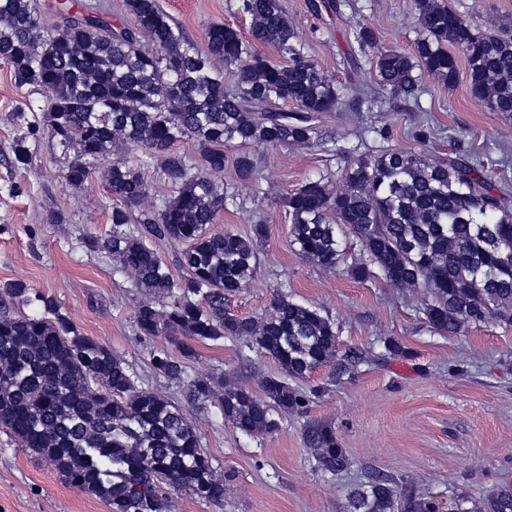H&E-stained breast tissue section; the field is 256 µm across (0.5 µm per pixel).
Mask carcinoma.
<instances>
[{
    "instance_id": "carcinoma-1",
    "label": "carcinoma",
    "mask_w": 512,
    "mask_h": 512,
    "mask_svg": "<svg viewBox=\"0 0 512 512\" xmlns=\"http://www.w3.org/2000/svg\"><path fill=\"white\" fill-rule=\"evenodd\" d=\"M125 5L129 25L114 27L94 16L48 29L36 0H0V60L10 65L18 86L36 84L48 92L46 127L61 147L74 148L66 185L83 187L91 167L119 143L161 157L172 195L159 205H145L142 160H116L106 169L104 189L123 206L112 209V235L101 247L146 293L180 290L170 308L144 302L135 314L140 335H164L178 346L177 356L154 351L156 373L185 387L199 409L217 406L234 428L270 433L277 427L273 411L300 413L307 406L288 380L335 364L336 328L282 291L259 318L226 311L227 298L256 273L267 225L257 222L248 237L212 231L234 194L208 174L224 171V145L232 141L320 144L325 119L339 111L340 93L307 59L281 0H238L249 34L213 24L203 47L180 33L158 0ZM414 6L419 34L409 51L380 50L369 28L356 31L382 84L416 104L424 93L417 71L456 84L450 45L467 64L474 98L512 115V38L476 31L439 0H414ZM256 43L272 46L281 61L260 55ZM221 63L237 68L238 90L224 87ZM184 140L198 143L203 170L174 148ZM234 165L241 181L259 180L252 155L239 153ZM344 181L333 193L324 177L309 179L284 197L292 242L307 260L336 266L338 233L345 231L370 262L352 275L365 280L379 274L398 288L426 289L423 314L433 331L456 334L493 314L512 320V212L478 166L462 159L431 163L416 152L390 149L358 158ZM149 239L186 244L181 283ZM31 304L40 313L18 310ZM226 337L244 339L278 363L280 375L265 378L261 393L188 375L194 343ZM0 426L66 485L101 498L110 512H169V489L217 505L224 501V478L202 449L196 425L168 398L139 387L121 358L79 334L53 298L21 279L0 285ZM306 440L323 470L347 467L331 427H310ZM392 483L372 474L354 492L349 512H439L429 497L411 491L396 497ZM478 512H512V486L488 495Z\"/></svg>"
}]
</instances>
